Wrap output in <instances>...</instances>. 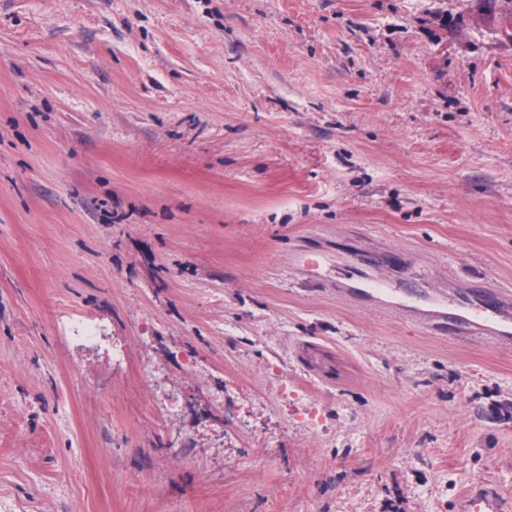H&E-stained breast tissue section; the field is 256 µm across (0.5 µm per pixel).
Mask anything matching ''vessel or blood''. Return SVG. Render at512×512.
Wrapping results in <instances>:
<instances>
[{
  "mask_svg": "<svg viewBox=\"0 0 512 512\" xmlns=\"http://www.w3.org/2000/svg\"><path fill=\"white\" fill-rule=\"evenodd\" d=\"M403 312L430 324L436 331L474 336L498 346L512 345V293L493 287L432 297L428 308L403 305ZM503 497L488 482L470 484L456 512H502Z\"/></svg>",
  "mask_w": 512,
  "mask_h": 512,
  "instance_id": "1",
  "label": "vessel or blood"
}]
</instances>
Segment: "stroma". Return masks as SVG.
I'll use <instances>...</instances> for the list:
<instances>
[{
    "label": "stroma",
    "instance_id": "35a3bbf8",
    "mask_svg": "<svg viewBox=\"0 0 512 512\" xmlns=\"http://www.w3.org/2000/svg\"><path fill=\"white\" fill-rule=\"evenodd\" d=\"M487 286L485 0H0V512H512V347L388 309ZM457 512H501L503 497L497 486L489 482L470 484L458 500Z\"/></svg>",
    "mask_w": 512,
    "mask_h": 512
}]
</instances>
